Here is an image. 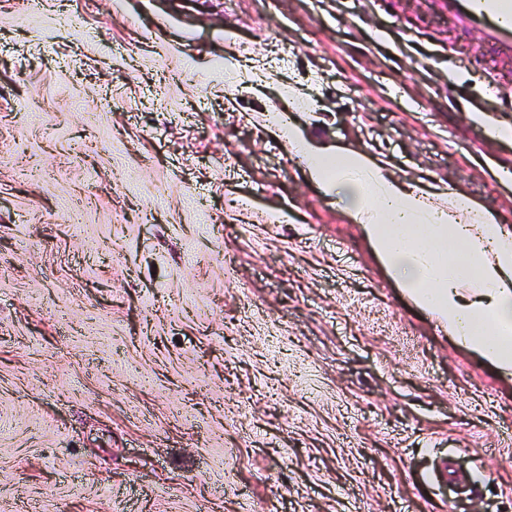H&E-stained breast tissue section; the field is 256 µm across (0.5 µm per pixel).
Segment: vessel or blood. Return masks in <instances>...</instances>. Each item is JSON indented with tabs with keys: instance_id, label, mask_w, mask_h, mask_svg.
<instances>
[{
	"instance_id": "vessel-or-blood-1",
	"label": "vessel or blood",
	"mask_w": 512,
	"mask_h": 512,
	"mask_svg": "<svg viewBox=\"0 0 512 512\" xmlns=\"http://www.w3.org/2000/svg\"><path fill=\"white\" fill-rule=\"evenodd\" d=\"M459 31L479 32L497 61L512 60V0H433Z\"/></svg>"
}]
</instances>
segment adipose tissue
<instances>
[{"label": "adipose tissue", "mask_w": 512, "mask_h": 512, "mask_svg": "<svg viewBox=\"0 0 512 512\" xmlns=\"http://www.w3.org/2000/svg\"><path fill=\"white\" fill-rule=\"evenodd\" d=\"M273 127L294 144L310 177L343 196L390 275L489 364L512 369V240L466 195L429 192L391 175L366 153L307 143L283 115Z\"/></svg>", "instance_id": "adipose-tissue-1"}]
</instances>
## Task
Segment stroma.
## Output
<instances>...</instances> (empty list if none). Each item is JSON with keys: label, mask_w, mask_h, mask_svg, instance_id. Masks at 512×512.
Instances as JSON below:
<instances>
[{"label": "stroma", "mask_w": 512, "mask_h": 512, "mask_svg": "<svg viewBox=\"0 0 512 512\" xmlns=\"http://www.w3.org/2000/svg\"><path fill=\"white\" fill-rule=\"evenodd\" d=\"M426 2L0 0V506L512 512V372L268 118L512 237V70Z\"/></svg>", "instance_id": "1"}]
</instances>
